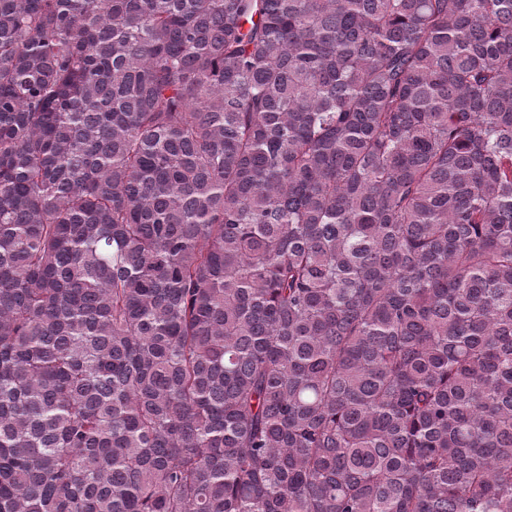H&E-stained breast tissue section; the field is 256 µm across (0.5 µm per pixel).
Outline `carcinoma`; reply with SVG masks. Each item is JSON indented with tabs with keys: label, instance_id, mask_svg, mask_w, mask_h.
<instances>
[{
	"label": "carcinoma",
	"instance_id": "1",
	"mask_svg": "<svg viewBox=\"0 0 512 512\" xmlns=\"http://www.w3.org/2000/svg\"><path fill=\"white\" fill-rule=\"evenodd\" d=\"M0 512H512V0H0Z\"/></svg>",
	"mask_w": 512,
	"mask_h": 512
}]
</instances>
